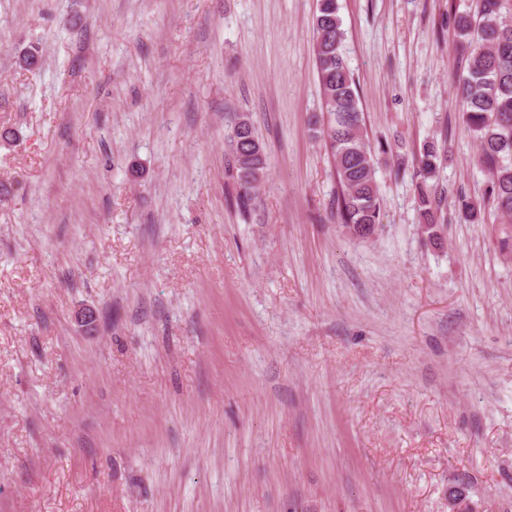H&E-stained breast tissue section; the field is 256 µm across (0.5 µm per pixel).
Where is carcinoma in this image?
Listing matches in <instances>:
<instances>
[{"mask_svg":"<svg viewBox=\"0 0 512 512\" xmlns=\"http://www.w3.org/2000/svg\"><path fill=\"white\" fill-rule=\"evenodd\" d=\"M502 2L478 0L477 13L454 14L455 35L466 56V66L456 76V95L488 176L483 204L459 199L460 214L474 224L481 220L483 206L512 217V17L503 14ZM313 29L316 68L327 113L322 136L332 157L337 185L335 216L353 238L368 240L380 225L376 165L379 156L392 149L382 144L372 147L364 132L359 90L343 53L344 31L337 0H318ZM444 154V146L430 142L412 161L421 228L435 245L443 241V198L433 181ZM266 168L264 145L250 119L242 115L230 136L228 160L238 205L248 206Z\"/></svg>","mask_w":512,"mask_h":512,"instance_id":"1","label":"carcinoma"}]
</instances>
